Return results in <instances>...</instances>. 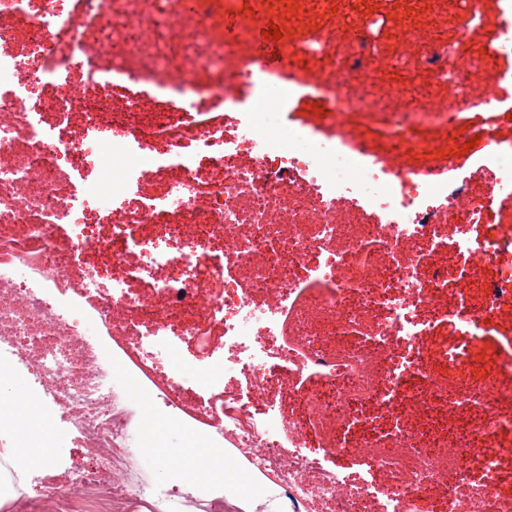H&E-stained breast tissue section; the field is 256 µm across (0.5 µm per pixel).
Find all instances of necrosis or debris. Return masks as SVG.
<instances>
[{
	"label": "necrosis or debris",
	"instance_id": "4bbe7bcc",
	"mask_svg": "<svg viewBox=\"0 0 512 512\" xmlns=\"http://www.w3.org/2000/svg\"><path fill=\"white\" fill-rule=\"evenodd\" d=\"M304 2L315 27L287 45L293 68L267 95L266 114L187 124L179 99L228 98L254 75V16H244L237 41L224 40L223 18L239 0H194L190 14L185 0H0V394H27L30 407L0 433L39 444L50 401L67 411L66 429L52 437L69 433L96 451L64 482L15 500L13 512H246L219 484L190 493L145 479L148 423L135 402L148 390L209 443L230 445L262 478L271 512L285 502L292 512H487L496 497L498 465L512 456L498 438L512 419L492 406L512 400L498 381L512 377V361L483 381L474 399L483 417L452 426L447 412L465 403L456 382L473 377L468 336L491 332L494 315L512 309V262L458 317L460 337L443 345L436 366L392 354L430 335L482 267L512 252V224L490 223L487 196L469 191L484 176L489 196L512 200V143L485 140L476 169L444 179L406 163L425 147L421 130L446 134L449 114L498 108L472 94L470 60L447 35L468 44L490 24L487 61L512 56V0H494L490 11L485 0H447L427 38L407 30L417 42L411 62L377 51V16ZM103 59L142 86L170 76L161 104L147 111L136 97L100 95ZM306 82L329 106L320 133L276 122ZM436 89L445 103L432 101ZM46 112L59 118L57 130L43 126ZM353 113L382 120L386 161L342 152ZM103 126L126 136L93 139ZM155 129L166 147L191 154L151 168ZM74 171L92 175L78 195L65 188ZM149 176L147 200L126 197ZM61 224L71 230L64 244ZM474 224L487 225L483 237H469ZM89 254L111 266L110 280L80 267ZM301 268L313 290L299 301ZM143 270L154 273L145 295L131 288ZM216 326L232 354L201 377L209 400L188 404L172 339L203 342ZM91 332L126 337L136 370H117L87 341ZM236 373L248 376L246 390L228 389ZM415 374L423 387L403 391ZM280 387L304 414L269 406ZM313 423L330 432L325 454L364 456L370 478L340 475L307 454ZM374 480L389 491L378 509Z\"/></svg>",
	"mask_w": 512,
	"mask_h": 512
}]
</instances>
